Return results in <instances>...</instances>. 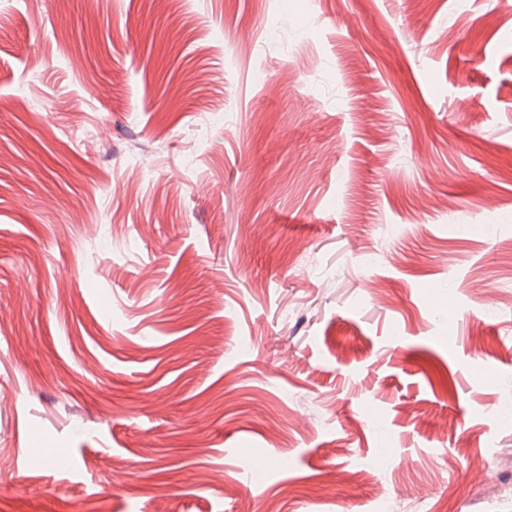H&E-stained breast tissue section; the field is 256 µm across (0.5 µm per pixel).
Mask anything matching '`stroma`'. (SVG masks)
<instances>
[{"instance_id":"1","label":"stroma","mask_w":512,"mask_h":512,"mask_svg":"<svg viewBox=\"0 0 512 512\" xmlns=\"http://www.w3.org/2000/svg\"><path fill=\"white\" fill-rule=\"evenodd\" d=\"M0 28V512L512 504V0Z\"/></svg>"}]
</instances>
